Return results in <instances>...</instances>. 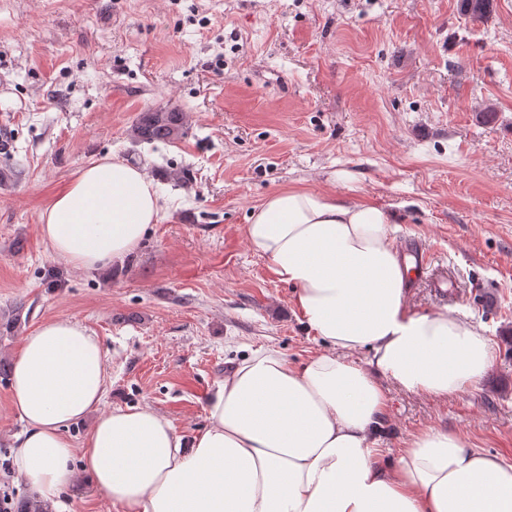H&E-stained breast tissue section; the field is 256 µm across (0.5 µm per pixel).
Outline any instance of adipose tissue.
I'll list each match as a JSON object with an SVG mask.
<instances>
[{
	"label": "adipose tissue",
	"mask_w": 512,
	"mask_h": 512,
	"mask_svg": "<svg viewBox=\"0 0 512 512\" xmlns=\"http://www.w3.org/2000/svg\"><path fill=\"white\" fill-rule=\"evenodd\" d=\"M161 219L145 173L117 157L81 168L40 215L50 249L94 272L122 263ZM391 213L333 193L269 195L244 233L292 286L324 351L293 365L274 347L230 362L208 424L186 435L148 406L102 411L106 353L80 321L54 318L22 339L10 399L22 430L16 476L50 512L83 482L118 512H512V464L431 428L398 461L378 443L387 385L444 398L494 360L480 327L408 304ZM365 352V360L355 352ZM94 417L81 442L68 431Z\"/></svg>",
	"instance_id": "adipose-tissue-1"
}]
</instances>
